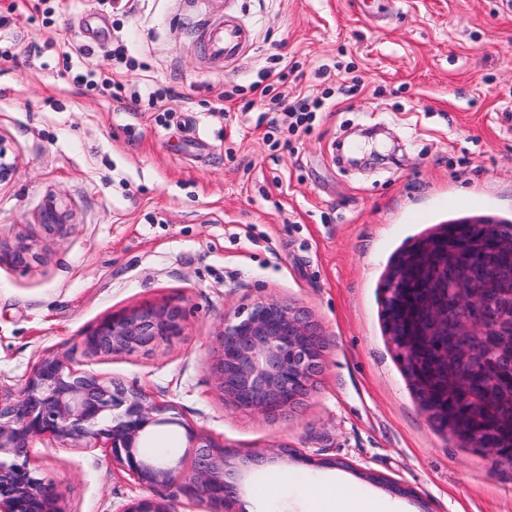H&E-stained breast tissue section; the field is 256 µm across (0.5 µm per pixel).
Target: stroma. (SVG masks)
Masks as SVG:
<instances>
[{
  "mask_svg": "<svg viewBox=\"0 0 512 512\" xmlns=\"http://www.w3.org/2000/svg\"><path fill=\"white\" fill-rule=\"evenodd\" d=\"M130 4L121 14L67 0L50 24L0 26V45L25 49L0 60V142L13 167L0 181V238L31 247L28 267L0 265V396H15L46 355L137 385L178 419L151 428L143 452L187 465L188 429L211 435L235 455L247 512H304V488L319 484L344 510L355 492L395 512H512V467L430 420L383 318L404 252L452 224L512 223V10L500 0ZM227 11L252 33L231 66L208 60L197 34ZM119 39L141 64L134 105L83 93L58 63L67 52L75 69L100 68ZM354 80L361 92L340 95ZM264 81L325 98L309 131L209 112L224 91L259 98ZM158 87L168 95L156 107ZM51 199L70 215L65 235L39 223ZM261 298L304 307L327 342L318 382L275 422L226 406L210 370L224 316ZM148 301L184 309L180 335L118 354L84 347L101 320ZM280 445L306 462L274 458ZM258 452L266 461L248 463ZM28 464L57 483L63 512L146 497L209 512L144 489L100 448L37 440Z\"/></svg>",
  "mask_w": 512,
  "mask_h": 512,
  "instance_id": "35a3bbf8",
  "label": "stroma"
}]
</instances>
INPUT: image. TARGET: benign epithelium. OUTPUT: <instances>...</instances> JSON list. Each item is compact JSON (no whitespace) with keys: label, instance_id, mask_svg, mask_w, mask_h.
<instances>
[{"label":"benign epithelium","instance_id":"obj_1","mask_svg":"<svg viewBox=\"0 0 512 512\" xmlns=\"http://www.w3.org/2000/svg\"><path fill=\"white\" fill-rule=\"evenodd\" d=\"M40 223L60 234L68 214L51 200ZM29 250L0 242V264L24 265ZM384 320L430 418L511 466L512 427L489 424L475 400L493 388L512 407V231L485 223L476 234L454 224L402 254L386 280ZM183 321L181 307L146 302L105 318L83 344L112 354L149 349L179 334ZM325 348L308 310L264 299L223 319L212 370L224 401L277 420L309 394ZM167 411L138 387L104 382L62 356L41 358L17 398H0V512H63L58 486L28 467L36 439L103 448L147 490L162 486L213 512H237L238 470L224 444L187 430L194 452L186 470L139 452L150 427L177 423ZM116 512L170 508L144 498Z\"/></svg>","mask_w":512,"mask_h":512}]
</instances>
